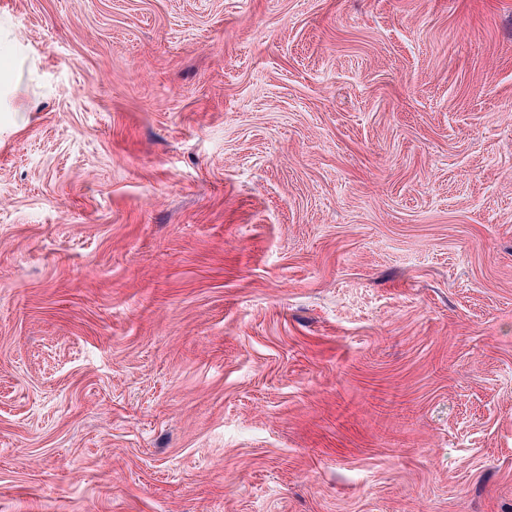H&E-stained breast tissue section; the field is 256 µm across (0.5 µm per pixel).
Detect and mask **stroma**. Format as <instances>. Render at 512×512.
Here are the masks:
<instances>
[{
  "instance_id": "35a3bbf8",
  "label": "stroma",
  "mask_w": 512,
  "mask_h": 512,
  "mask_svg": "<svg viewBox=\"0 0 512 512\" xmlns=\"http://www.w3.org/2000/svg\"><path fill=\"white\" fill-rule=\"evenodd\" d=\"M0 512H512V0H0Z\"/></svg>"
}]
</instances>
